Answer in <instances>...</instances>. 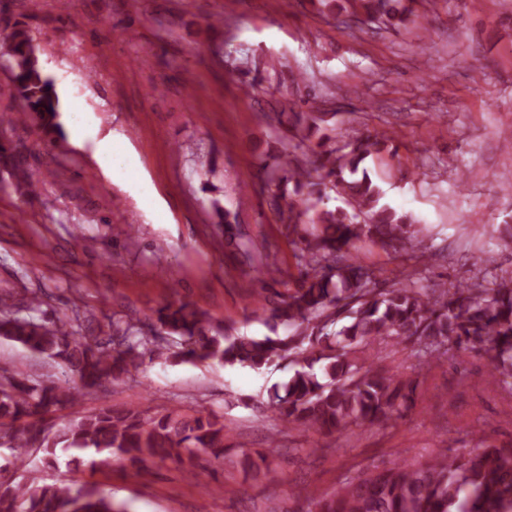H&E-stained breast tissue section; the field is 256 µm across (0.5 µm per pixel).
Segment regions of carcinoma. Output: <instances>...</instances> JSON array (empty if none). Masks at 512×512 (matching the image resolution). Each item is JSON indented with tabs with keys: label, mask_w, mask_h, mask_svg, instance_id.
<instances>
[{
	"label": "carcinoma",
	"mask_w": 512,
	"mask_h": 512,
	"mask_svg": "<svg viewBox=\"0 0 512 512\" xmlns=\"http://www.w3.org/2000/svg\"><path fill=\"white\" fill-rule=\"evenodd\" d=\"M363 24L389 23L395 0H358ZM10 75L23 111L39 116L42 132L63 135L53 80L44 75L24 28L7 44ZM295 148L304 160L285 172L265 170L260 191L276 188L288 199L282 234L297 237L298 277L286 292L271 291L252 314H262L273 335L262 338L227 329L186 302L160 306L149 323L137 316L112 318L111 334L76 335L74 319L50 318L43 296L0 292V338L62 364L73 385L62 387L0 368V451L11 457L14 476L0 481V512H126L125 503L90 480L118 458L135 478L147 462L192 466L201 453L224 461V417L214 412H152L139 405L102 406L58 423L53 414L79 405L85 392L130 378L145 353L166 363L191 362L261 371L282 361L293 373L274 389L271 407L287 425L320 433L384 425L414 408L418 383L374 365L383 346L409 345L422 368L451 349L483 352L490 379L512 389V279L464 288H423L407 278L377 287L374 272L356 262L352 249L368 239L395 252L422 233L419 222L382 203V193L363 167L392 138L376 131L339 154L330 145L334 112H295ZM0 161L33 198L40 191L23 154L0 141ZM334 192L345 203L327 208ZM224 240L252 258L228 214L214 207ZM278 443L247 461L253 478L271 472ZM83 468L74 484L37 476L42 470ZM296 496L308 512H512V445H486L466 455L436 453L348 476L330 495L306 487Z\"/></svg>",
	"instance_id": "cac0c4a2"
}]
</instances>
